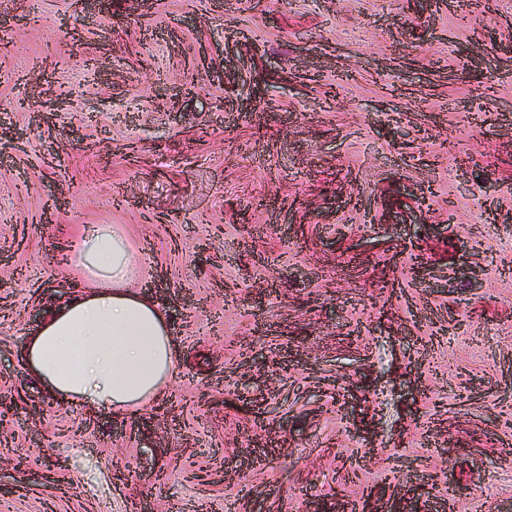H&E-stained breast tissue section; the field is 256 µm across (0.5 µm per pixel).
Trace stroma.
I'll return each mask as SVG.
<instances>
[{"mask_svg":"<svg viewBox=\"0 0 512 512\" xmlns=\"http://www.w3.org/2000/svg\"><path fill=\"white\" fill-rule=\"evenodd\" d=\"M91 225L133 418L25 368ZM1 400L0 512H512V0H0Z\"/></svg>","mask_w":512,"mask_h":512,"instance_id":"obj_1","label":"stroma"}]
</instances>
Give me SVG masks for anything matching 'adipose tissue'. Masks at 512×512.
I'll use <instances>...</instances> for the list:
<instances>
[{
	"mask_svg": "<svg viewBox=\"0 0 512 512\" xmlns=\"http://www.w3.org/2000/svg\"><path fill=\"white\" fill-rule=\"evenodd\" d=\"M79 259L93 279L25 336L30 377L61 402L98 414L135 415L179 369L164 313L132 290V253L107 226L86 229Z\"/></svg>",
	"mask_w": 512,
	"mask_h": 512,
	"instance_id": "obj_1",
	"label": "adipose tissue"
}]
</instances>
